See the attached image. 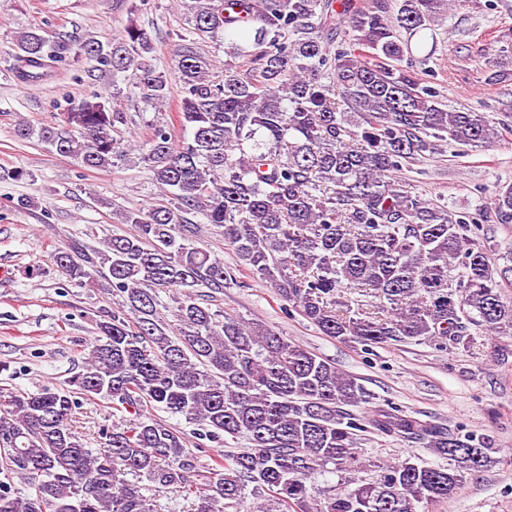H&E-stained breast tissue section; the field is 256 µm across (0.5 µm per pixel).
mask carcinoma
<instances>
[{
  "instance_id": "1",
  "label": "carcinoma",
  "mask_w": 512,
  "mask_h": 512,
  "mask_svg": "<svg viewBox=\"0 0 512 512\" xmlns=\"http://www.w3.org/2000/svg\"><path fill=\"white\" fill-rule=\"evenodd\" d=\"M112 40L54 34L34 24L12 47L16 81L34 83L57 65L92 62L151 104L183 96V136L158 125L144 159L167 201L118 209L130 234L104 248L75 241L53 261L68 279L108 281L128 311L96 321L97 337L70 389L0 394V512H153L126 475L176 486L194 512H225L249 483L273 493L276 512H420L456 496L466 477L497 463L495 441L371 403L358 379L261 322L221 316L194 294L224 291V262L194 244L186 215L224 228L239 265L326 336L366 351L432 342L469 352L476 335L512 354V254L497 260L469 216L410 191L403 167L446 142L478 147L496 123L448 109L415 64L445 0H181L192 31L177 35L171 71L152 63L153 38L132 15ZM229 41L224 77L212 74L199 40ZM127 113L96 94L66 100L54 120L17 123L87 170L122 168L138 146L124 139ZM492 210L512 224V184ZM179 291L176 323L158 292ZM107 399L132 418L102 429L106 450L70 428L79 399ZM161 408L189 423L243 436L190 479L185 434ZM422 443L448 467L406 459L370 480L361 436ZM346 474L333 487L318 473ZM27 483L15 490L14 479Z\"/></svg>"
}]
</instances>
